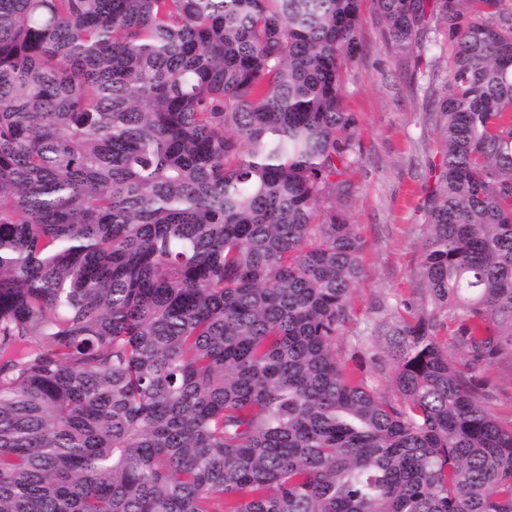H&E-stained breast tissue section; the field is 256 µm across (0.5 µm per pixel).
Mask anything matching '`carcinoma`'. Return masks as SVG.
<instances>
[{"label": "carcinoma", "instance_id": "1", "mask_svg": "<svg viewBox=\"0 0 512 512\" xmlns=\"http://www.w3.org/2000/svg\"><path fill=\"white\" fill-rule=\"evenodd\" d=\"M361 2L0 0V512H512V10L375 0L452 57L393 405L337 350ZM481 374L492 385V398L485 407L497 418L508 422L512 418V368L509 363L485 364Z\"/></svg>", "mask_w": 512, "mask_h": 512}]
</instances>
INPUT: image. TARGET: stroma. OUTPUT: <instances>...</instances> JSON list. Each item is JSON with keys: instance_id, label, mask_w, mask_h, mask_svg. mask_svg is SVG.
Segmentation results:
<instances>
[{"instance_id": "obj_1", "label": "stroma", "mask_w": 512, "mask_h": 512, "mask_svg": "<svg viewBox=\"0 0 512 512\" xmlns=\"http://www.w3.org/2000/svg\"><path fill=\"white\" fill-rule=\"evenodd\" d=\"M361 12L360 51L344 81L347 109L357 119V146L343 211L361 237L364 272L346 338L366 333L378 318L405 314L407 305L429 304L417 292V266L429 165L439 148L429 108L445 81L444 73L427 76L414 55L395 49L374 0H363ZM481 373L493 388L486 408L512 420V365L486 364Z\"/></svg>"}]
</instances>
